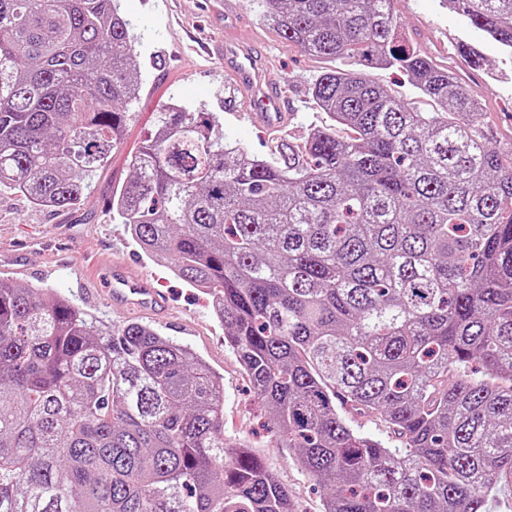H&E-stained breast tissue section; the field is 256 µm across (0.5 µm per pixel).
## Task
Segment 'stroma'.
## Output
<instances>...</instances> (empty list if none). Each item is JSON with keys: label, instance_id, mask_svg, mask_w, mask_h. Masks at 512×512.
<instances>
[{"label": "stroma", "instance_id": "stroma-1", "mask_svg": "<svg viewBox=\"0 0 512 512\" xmlns=\"http://www.w3.org/2000/svg\"><path fill=\"white\" fill-rule=\"evenodd\" d=\"M223 2V10L217 11L211 0H120L135 38L142 81L130 106L132 118L125 137L113 147L107 166L94 174L80 208L36 209L23 197L0 195V278L54 289L117 326L131 320V313L113 309L105 294L86 291L81 262L94 257L128 260L136 272L155 277L165 293L166 311L159 317L146 316L145 321L162 335L190 346L223 376L225 435L253 447L288 488L297 512H321L323 488L300 469L288 449L278 446L248 378L224 342V327L213 312L211 297L145 256L126 225L115 221L109 210L113 189L132 177L128 156L153 131L156 114L169 99L215 113L225 137L258 156L269 154L277 137L300 142L321 123L323 115L309 99L308 87L316 74L328 68V61L307 54L264 25L249 0ZM392 7L417 51L451 70L481 99L494 140L501 148L512 147V56L462 17L442 9L438 0H393ZM245 30L274 59L288 97L292 117L282 134L253 128L227 74L194 47V36L221 37ZM463 42L482 54V70H472L461 56L458 47ZM369 77L415 111L437 109L398 70L373 69Z\"/></svg>", "mask_w": 512, "mask_h": 512}]
</instances>
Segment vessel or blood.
<instances>
[{"instance_id":"vessel-or-blood-1","label":"vessel or blood","mask_w":512,"mask_h":512,"mask_svg":"<svg viewBox=\"0 0 512 512\" xmlns=\"http://www.w3.org/2000/svg\"><path fill=\"white\" fill-rule=\"evenodd\" d=\"M210 56L230 76L234 89L242 95L251 122L266 129H282L288 124L287 97L276 79L270 60L258 52L254 39L239 33L212 41L205 47ZM105 270L108 292L114 306L157 312L165 301L147 276L135 275L126 261H101L89 265L90 273Z\"/></svg>"}]
</instances>
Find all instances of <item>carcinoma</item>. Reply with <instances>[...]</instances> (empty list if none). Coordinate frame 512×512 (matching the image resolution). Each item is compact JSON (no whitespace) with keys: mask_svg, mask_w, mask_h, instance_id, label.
<instances>
[{"mask_svg":"<svg viewBox=\"0 0 512 512\" xmlns=\"http://www.w3.org/2000/svg\"><path fill=\"white\" fill-rule=\"evenodd\" d=\"M251 2L288 42L359 68L313 78L324 121L275 159L225 141L211 112L162 105L112 217L212 298L322 512H489L512 494V149L392 0ZM439 3L512 52V0ZM366 68L404 71L440 111ZM139 90L118 0H0V194L79 206ZM0 512L295 508L224 436V383L190 347L0 279ZM369 78L386 88L394 97L408 103L417 112H435L434 101L421 95L407 77L396 69H371ZM345 416L350 422V425L358 432L381 440L382 443L390 448H395L397 445H399V442L396 440V438H394V435L388 431V429L368 421L367 417H363L358 414H351L350 409H347Z\"/></svg>","mask_w":512,"mask_h":512,"instance_id":"1","label":"carcinoma"}]
</instances>
